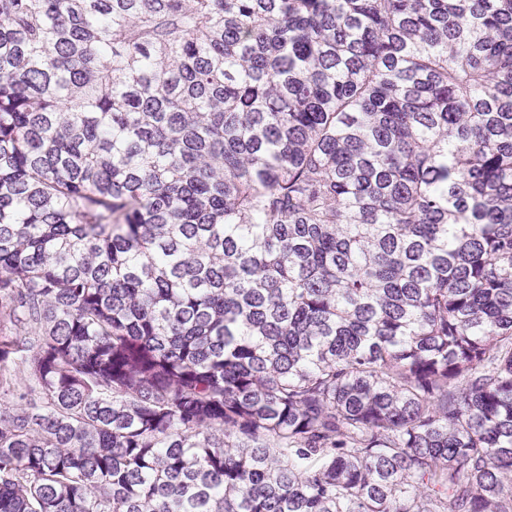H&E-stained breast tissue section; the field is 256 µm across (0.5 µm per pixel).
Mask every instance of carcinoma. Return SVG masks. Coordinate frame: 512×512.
Wrapping results in <instances>:
<instances>
[{
	"label": "carcinoma",
	"mask_w": 512,
	"mask_h": 512,
	"mask_svg": "<svg viewBox=\"0 0 512 512\" xmlns=\"http://www.w3.org/2000/svg\"><path fill=\"white\" fill-rule=\"evenodd\" d=\"M0 512H512V0H0Z\"/></svg>",
	"instance_id": "1"
}]
</instances>
